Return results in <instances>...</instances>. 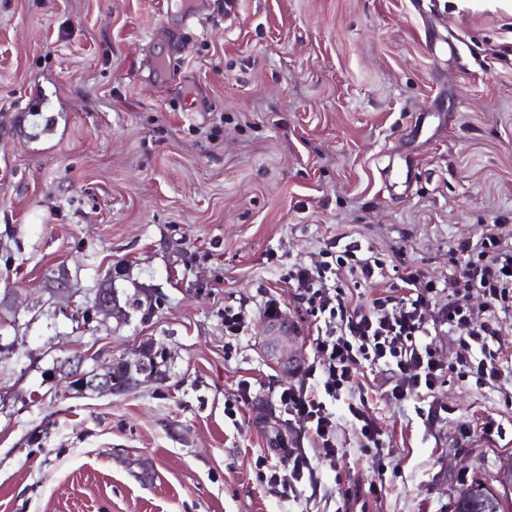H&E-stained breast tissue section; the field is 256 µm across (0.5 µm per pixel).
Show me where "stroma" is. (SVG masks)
<instances>
[{"label": "stroma", "mask_w": 512, "mask_h": 512, "mask_svg": "<svg viewBox=\"0 0 512 512\" xmlns=\"http://www.w3.org/2000/svg\"><path fill=\"white\" fill-rule=\"evenodd\" d=\"M490 224L512 231L510 13L0 0V512H344L349 496L353 512H451L472 480L497 488L512 364L500 387L475 388L444 329L431 341L451 369L433 395L393 402L381 368H359L331 406L337 469L272 414L312 355L288 264L345 236L440 280L449 248ZM62 267L69 297L49 290ZM107 281L124 313L104 321L92 299ZM270 297L293 328L273 346ZM228 304L250 313L233 339ZM155 352L162 376L124 392L73 388L64 368ZM359 398L383 458L357 444ZM280 431L313 465L288 498L260 477L288 466Z\"/></svg>", "instance_id": "35a3bbf8"}]
</instances>
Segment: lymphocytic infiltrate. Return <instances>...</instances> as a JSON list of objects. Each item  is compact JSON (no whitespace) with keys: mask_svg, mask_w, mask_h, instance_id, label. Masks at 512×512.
<instances>
[{"mask_svg":"<svg viewBox=\"0 0 512 512\" xmlns=\"http://www.w3.org/2000/svg\"><path fill=\"white\" fill-rule=\"evenodd\" d=\"M448 254L447 277L436 280L409 265L396 285L386 282L385 256L354 241H331L316 265L289 266L285 278L293 298L313 319L314 348L299 368L298 382L281 388L276 403L314 439L329 467H336L343 451L327 403L354 386L362 363L386 372L391 400L434 393L448 366L429 338L444 326L457 339L461 376L479 389L500 386L503 366L512 362V346L503 342L512 330V235L491 224ZM368 285L374 291L366 297L361 289ZM475 293L483 298L477 308L468 304ZM275 442L290 467L284 473L271 469L269 481L289 497L313 468L287 434L277 433Z\"/></svg>","mask_w":512,"mask_h":512,"instance_id":"obj_1","label":"lymphocytic infiltrate"}]
</instances>
